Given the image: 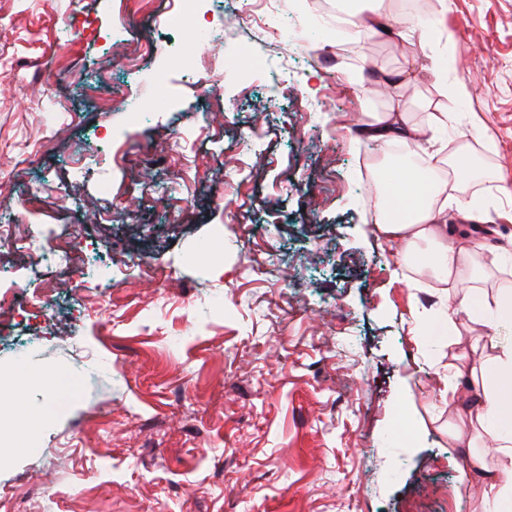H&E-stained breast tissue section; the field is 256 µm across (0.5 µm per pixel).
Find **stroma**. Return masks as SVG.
Returning a JSON list of instances; mask_svg holds the SVG:
<instances>
[{"label": "stroma", "mask_w": 512, "mask_h": 512, "mask_svg": "<svg viewBox=\"0 0 512 512\" xmlns=\"http://www.w3.org/2000/svg\"><path fill=\"white\" fill-rule=\"evenodd\" d=\"M427 2L445 35L386 0L394 37L347 61L307 10L276 42L244 0H0V224L37 233L0 244V293L58 241L74 280L112 277L39 289L46 317L0 312L15 512H481L462 473L495 441L463 452L444 395L472 323L448 284L395 276L357 174L385 153L361 114L399 105L424 149L450 126L489 166L449 184L472 202L449 223L512 232V0ZM198 26L215 37L194 53ZM142 43L163 80L131 69ZM448 316L428 353L417 324Z\"/></svg>", "instance_id": "1"}]
</instances>
